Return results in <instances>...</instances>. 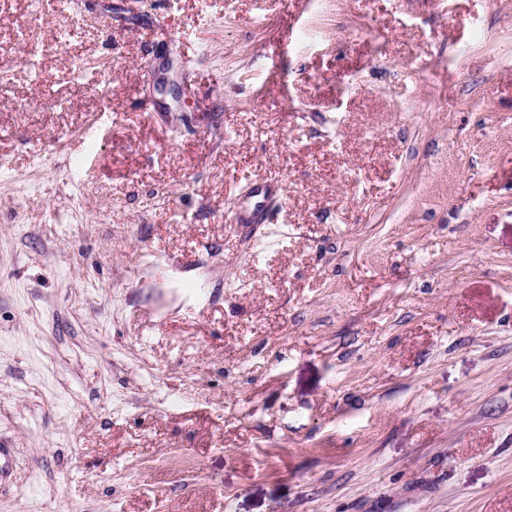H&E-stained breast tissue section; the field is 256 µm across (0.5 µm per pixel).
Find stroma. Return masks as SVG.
Instances as JSON below:
<instances>
[{"label": "stroma", "instance_id": "stroma-1", "mask_svg": "<svg viewBox=\"0 0 512 512\" xmlns=\"http://www.w3.org/2000/svg\"><path fill=\"white\" fill-rule=\"evenodd\" d=\"M1 444L0 512H512V0H0ZM281 187L277 181L258 180L252 183L245 198L238 199L232 207L235 224H267L268 204L279 196Z\"/></svg>", "mask_w": 512, "mask_h": 512}]
</instances>
